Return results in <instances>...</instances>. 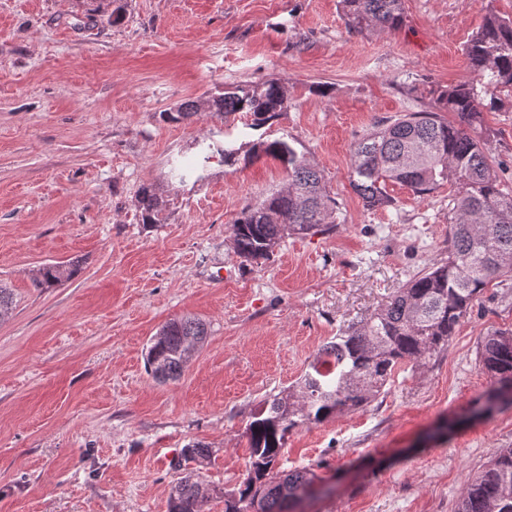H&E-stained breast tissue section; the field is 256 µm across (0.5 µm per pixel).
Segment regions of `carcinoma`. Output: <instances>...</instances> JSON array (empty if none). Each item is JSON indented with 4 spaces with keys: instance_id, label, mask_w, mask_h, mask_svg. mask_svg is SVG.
<instances>
[{
    "instance_id": "carcinoma-1",
    "label": "carcinoma",
    "mask_w": 512,
    "mask_h": 512,
    "mask_svg": "<svg viewBox=\"0 0 512 512\" xmlns=\"http://www.w3.org/2000/svg\"><path fill=\"white\" fill-rule=\"evenodd\" d=\"M484 22L463 51L477 80L433 89L428 110L411 112L377 126L351 150L349 182L369 208L393 204L386 183H400L419 198L445 182L455 186L448 200V259L421 272L398 289L361 325L326 343L308 370L288 392L267 397L247 428L250 455L247 478L224 494V512H284L312 490L315 474L306 468L281 470L279 456L288 434L344 412L364 408L379 396L397 366L426 364L448 346L460 320L493 281L512 275V193L489 162L484 113L498 109L502 96H512V18L499 15L493 0H483ZM346 29L392 32L404 22L402 0H339ZM288 109V93L275 81L241 85L205 100H192L164 111L165 122H178L200 111L219 116L240 112L258 130ZM454 116L449 121L445 113ZM238 149L207 146L196 167L171 169L183 184L192 172L202 179L218 154L229 163ZM271 157L288 171L285 188L242 209L231 237L245 262L270 257L283 238L332 228L336 199L307 155L285 138L258 139L250 157ZM166 201L152 186L142 188L140 221L160 224ZM75 268L57 265L39 270L37 288H52ZM207 324L182 316L166 322L147 348L150 374L159 382L178 379L186 349L205 343ZM480 364L493 391L512 387V331L483 337ZM212 448L195 442L182 449L185 462L201 464ZM210 495L196 470L189 469L172 486L170 512H209ZM454 512H512V448H501L463 487Z\"/></svg>"
}]
</instances>
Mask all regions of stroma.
<instances>
[{"mask_svg":"<svg viewBox=\"0 0 512 512\" xmlns=\"http://www.w3.org/2000/svg\"><path fill=\"white\" fill-rule=\"evenodd\" d=\"M390 33L351 34L338 0H0V512H168L198 465L224 512L246 477V427L320 347L448 257V187L388 185L371 209L349 184L351 147L377 123L429 108L440 85L474 81L463 46L480 0H403ZM275 79L289 106L254 131L207 112L163 111ZM329 85L327 95L314 93ZM494 167L512 192V103L485 113ZM286 138L324 174L340 209L328 232L283 239L269 259L236 254L239 212L283 187L260 138ZM204 139L234 142L206 181L168 185ZM169 200L139 220L138 194ZM46 265L75 267L53 288ZM210 335L178 381L157 383L145 349L168 320ZM512 330V277L492 282L430 363L400 364L367 407L293 430L278 467L315 474L296 512H453L460 489L512 448V406L480 419L491 380L483 336ZM166 201L153 186H144L138 200V210L142 224H161L165 217ZM76 272L75 268L68 269V272L63 271L60 266L49 265L39 270V275L33 280L35 287L37 288H52L62 281V278L71 277Z\"/></svg>","mask_w":512,"mask_h":512,"instance_id":"35a3bbf8","label":"stroma"}]
</instances>
